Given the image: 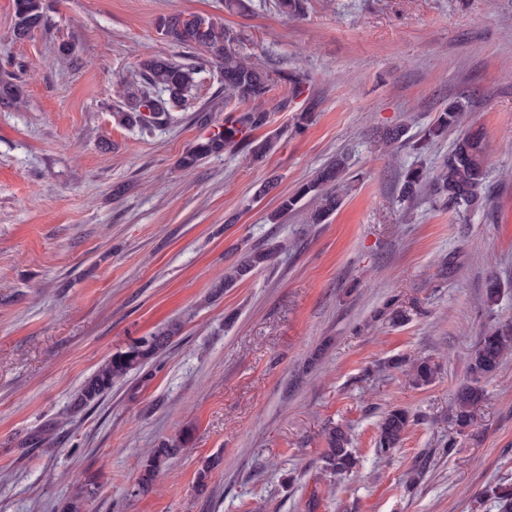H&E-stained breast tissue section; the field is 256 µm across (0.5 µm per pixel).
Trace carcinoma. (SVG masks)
I'll list each match as a JSON object with an SVG mask.
<instances>
[{"label": "carcinoma", "mask_w": 512, "mask_h": 512, "mask_svg": "<svg viewBox=\"0 0 512 512\" xmlns=\"http://www.w3.org/2000/svg\"><path fill=\"white\" fill-rule=\"evenodd\" d=\"M14 36L22 39L32 31L46 26L45 0H14ZM162 31L177 46L192 48L203 46L207 53L194 57L189 65L149 56L140 63L142 85L124 87L122 105L112 112V120L118 126L137 127L148 132L170 120V111L180 104L195 84L196 75L217 65L224 69V105L236 102L224 124L203 140L190 147L180 157L178 165L191 170L207 157L225 150L237 151L251 162H260L276 146L283 136L270 132L258 137L254 132L267 126L268 112L262 103L274 87L273 74L255 66L238 53V36L229 28H218L199 17L183 18L179 15L164 19ZM288 82L289 99L305 92L303 76L291 71L280 75ZM22 98V86L12 82H0V101L14 104ZM467 106L460 101L448 103L436 121L427 129L424 140L409 142L406 128L399 125L384 135L389 148L412 144L419 150L423 141L442 138L448 131L465 122ZM487 146L483 135L466 132L456 137L434 168L425 171L418 167L406 170L400 185L401 198L414 202L421 197L430 199L434 206L456 212L468 211L485 201ZM347 163L343 156L336 157L323 167L316 176L303 184L293 195L282 201L280 211L271 216L276 220L293 211L304 199L309 198L312 208L308 223L325 224L341 207L347 195ZM284 245L264 249H251L224 270L223 281L217 283L212 294L217 296L250 277L254 272L271 265ZM181 323L171 321L142 336L124 349L107 358L81 386L72 404V413H79L97 404L119 382L138 373L156 361L158 356L179 334ZM512 352V323H505L488 331L479 338L468 356L469 377L454 394L452 418L461 428L472 422L475 408L485 400L483 383L494 375L502 360ZM439 374V365L433 360L420 357L411 361L406 377L411 386L421 388L432 384ZM409 411L394 407L387 411L378 424L375 445L382 455L400 447L411 425ZM189 438L183 434L172 442H164L144 455L138 481V492H147L155 479L166 473L170 461L178 455ZM326 451L322 456L321 471L330 475H344L353 471L357 457L350 448L347 430L336 425L327 432ZM486 495L498 503L499 512H512V484L498 483L486 490Z\"/></svg>", "instance_id": "cac0c4a2"}]
</instances>
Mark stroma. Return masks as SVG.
Wrapping results in <instances>:
<instances>
[{
	"mask_svg": "<svg viewBox=\"0 0 512 512\" xmlns=\"http://www.w3.org/2000/svg\"><path fill=\"white\" fill-rule=\"evenodd\" d=\"M47 3L48 27L18 40L0 0V79L24 93L0 103V512H62L82 485L88 512H497L483 492L512 482V356L471 427L448 413L478 337L512 321V0H305L300 17L276 0L244 14L224 0ZM177 14L233 29L263 69L305 75L299 98L280 82L262 104L283 134L263 162L178 166L228 114L217 68L170 123L114 124L115 88L140 84L142 59L195 56L161 31ZM456 100L489 145L486 204L401 202L403 172L451 142L393 157L383 132L421 136ZM339 153L353 182L329 223L304 204L279 214ZM274 242L287 248L271 267L209 299L241 250ZM395 310L407 316L393 325ZM173 319L183 328L154 365L71 413L113 352ZM420 355L441 370L416 389L390 363ZM395 406L415 421L387 457L377 425ZM337 424L359 465L334 480L320 467ZM185 432L169 474L137 493L146 450Z\"/></svg>",
	"mask_w": 512,
	"mask_h": 512,
	"instance_id": "stroma-1",
	"label": "stroma"
}]
</instances>
